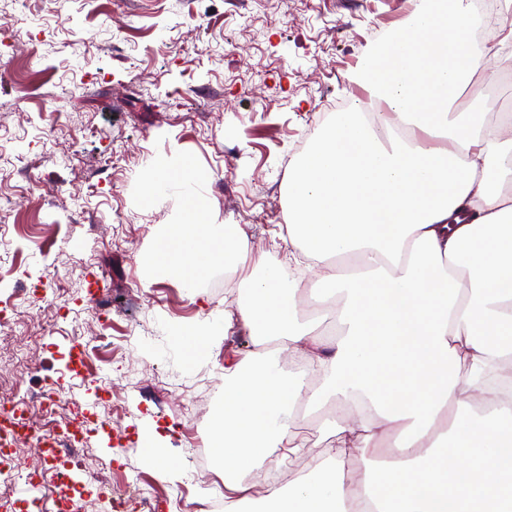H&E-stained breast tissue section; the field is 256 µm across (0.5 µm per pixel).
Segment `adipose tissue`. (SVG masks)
Returning a JSON list of instances; mask_svg holds the SVG:
<instances>
[{
  "instance_id": "1",
  "label": "adipose tissue",
  "mask_w": 512,
  "mask_h": 512,
  "mask_svg": "<svg viewBox=\"0 0 512 512\" xmlns=\"http://www.w3.org/2000/svg\"><path fill=\"white\" fill-rule=\"evenodd\" d=\"M469 23L464 0L420 9L359 58L388 112L337 113L290 165L287 263L249 257L240 225L206 223L195 173L147 161L142 200L174 191L184 208L146 271L191 291L220 261L246 290L224 326L255 348L225 362L211 422L225 512H512V404L474 398L485 369H512V132L460 104L489 63ZM289 264L319 271L306 306ZM300 402L329 412L319 467L253 492L245 475L302 457Z\"/></svg>"
}]
</instances>
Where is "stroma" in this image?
Instances as JSON below:
<instances>
[{"label": "stroma", "mask_w": 512, "mask_h": 512, "mask_svg": "<svg viewBox=\"0 0 512 512\" xmlns=\"http://www.w3.org/2000/svg\"><path fill=\"white\" fill-rule=\"evenodd\" d=\"M428 0H0L13 22L0 52L26 41L41 85L21 89L0 71V197L15 205L0 215L27 233L0 259V291L25 284L32 306L52 299L64 281L67 318L36 345L23 385L57 383L92 401L105 384L129 375L166 381L167 390L126 393L117 436L90 428L86 467L77 474L86 501L80 512H119L99 486L128 478L171 501H205L190 480L192 442L208 436L210 418L189 420L187 391L223 379L226 357L247 352L246 335L217 337L208 356L184 358L169 326L210 319L224 309L207 286L188 297L177 282L147 278L141 257L177 199L151 208L138 194L147 159L163 152L187 160L200 176L203 210L244 229L252 253L278 260L274 224L263 213L287 215L288 167L308 147L327 112L358 102L368 89L354 77L358 58L381 34L403 25ZM138 214L128 224L124 214ZM108 225L101 237L90 223ZM91 257L82 270L72 257ZM111 298L96 316L105 336L89 349L95 380L66 368L72 325L87 315L93 279ZM148 300L129 305L132 287ZM158 437L172 461L161 472L142 444Z\"/></svg>", "instance_id": "obj_1"}]
</instances>
